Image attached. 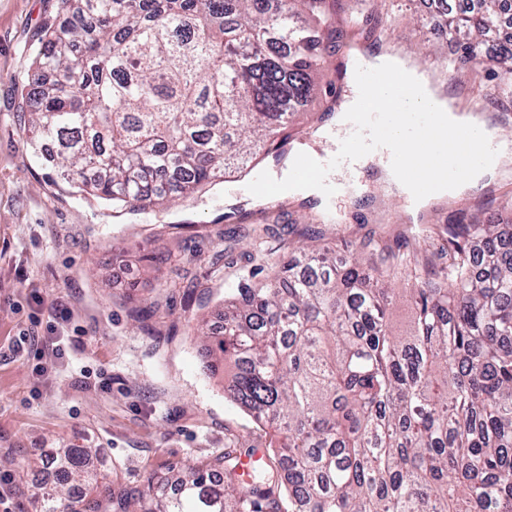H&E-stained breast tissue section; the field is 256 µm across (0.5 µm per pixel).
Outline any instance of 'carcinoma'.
<instances>
[{
	"label": "carcinoma",
	"mask_w": 512,
	"mask_h": 512,
	"mask_svg": "<svg viewBox=\"0 0 512 512\" xmlns=\"http://www.w3.org/2000/svg\"><path fill=\"white\" fill-rule=\"evenodd\" d=\"M59 0L67 25L35 61L31 143L62 184L114 209L163 204L272 149L340 49V0ZM459 63L512 74V0H437ZM437 281L415 272L406 335L394 289L297 249L258 284L224 289V326L201 331L236 368L224 393L273 430L277 464L250 482L226 454L143 488L89 448H64L36 512H512V246L501 224L446 226Z\"/></svg>",
	"instance_id": "carcinoma-1"
}]
</instances>
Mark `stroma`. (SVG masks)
<instances>
[{
    "mask_svg": "<svg viewBox=\"0 0 512 512\" xmlns=\"http://www.w3.org/2000/svg\"><path fill=\"white\" fill-rule=\"evenodd\" d=\"M376 14L385 32L370 51L397 54L452 89L463 109L483 114L512 141V96L504 76L449 69L456 47L428 0H348L336 16L343 45L335 53L289 134L313 135L340 110L349 84L330 98L327 85L346 69L358 32L350 17ZM57 0H0V474H25L10 512H33L43 484L41 459L67 446L91 448L98 463L128 486L173 464L267 448L272 432L224 397L232 368L210 373L202 338L217 327L226 283L253 274L262 281L288 261L294 245L367 252L388 250L439 265L440 231L459 212L512 232L499 208L512 198V155L479 192L440 197L411 221L402 197L375 184L372 198H343L337 222L323 223L319 199H285L266 223L249 208L225 220L224 188L182 197L171 207L113 213L55 186L31 149L27 80L46 27L60 24ZM486 96L473 100L468 88ZM61 337L65 354L42 372L35 353Z\"/></svg>",
    "mask_w": 512,
    "mask_h": 512,
    "instance_id": "1",
    "label": "stroma"
}]
</instances>
